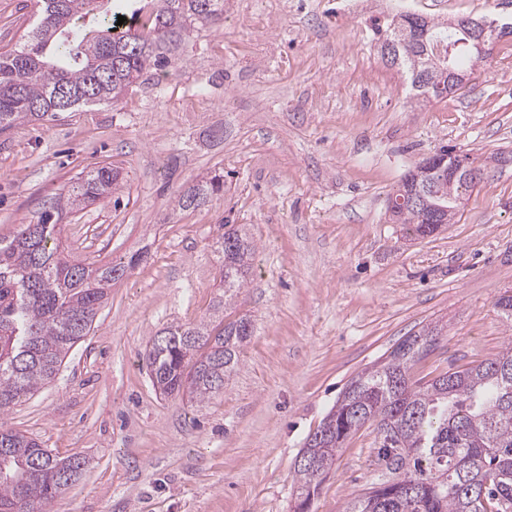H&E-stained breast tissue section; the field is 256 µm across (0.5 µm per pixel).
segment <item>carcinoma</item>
Returning <instances> with one entry per match:
<instances>
[{"label":"carcinoma","instance_id":"obj_1","mask_svg":"<svg viewBox=\"0 0 512 512\" xmlns=\"http://www.w3.org/2000/svg\"><path fill=\"white\" fill-rule=\"evenodd\" d=\"M40 15L19 48L0 52V130L19 122L119 99L148 72L165 70L190 34L219 21L224 0H38ZM126 17L117 24L118 16ZM399 25L425 34L400 50L416 97L442 99L448 67L472 69L478 60L458 29L425 17ZM451 47L450 64L433 60V45ZM448 146L433 153L414 200L389 208L408 235L435 233L461 210L468 182L448 184ZM119 186V173L101 167L79 179L67 202L80 206ZM213 176L177 198L196 209L223 192ZM214 309L224 310L248 284L256 244L233 224H221ZM141 260L90 267L60 250L57 225L44 217L21 224L0 240V417L53 379L62 361L88 334L112 284ZM248 318L171 325L145 351L154 388L203 402L224 389L240 365ZM442 329L408 336L376 367L353 378L304 446L295 463L296 497L313 500L336 466L346 440L365 419H380V478L348 500L345 512H512V341L498 356L420 383L415 363L433 348ZM86 468L79 454L59 457L37 439L0 424V512H50L52 502Z\"/></svg>","mask_w":512,"mask_h":512}]
</instances>
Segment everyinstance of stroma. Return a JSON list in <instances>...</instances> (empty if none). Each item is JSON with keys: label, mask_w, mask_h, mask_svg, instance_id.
<instances>
[{"label": "stroma", "mask_w": 512, "mask_h": 512, "mask_svg": "<svg viewBox=\"0 0 512 512\" xmlns=\"http://www.w3.org/2000/svg\"><path fill=\"white\" fill-rule=\"evenodd\" d=\"M224 0L167 73L118 101L0 132V239L51 212L87 263L140 261L113 284L87 336L7 427L85 474L51 512H293L294 463L346 385L431 323L447 336L416 380L495 358L512 339L496 301L512 291V165L467 196L433 237L406 236L388 196L436 148L512 152V36L458 90L417 101L383 59L372 20L412 11L478 18L498 0ZM35 0H0V48L36 23ZM111 167L113 195L84 209L77 178ZM223 175L195 210L180 192ZM256 244L225 316L254 333L239 370L201 403L153 388L143 355L173 325L206 319L220 295L223 220ZM365 425L340 452L311 512H344L381 473Z\"/></svg>", "instance_id": "35a3bbf8"}]
</instances>
